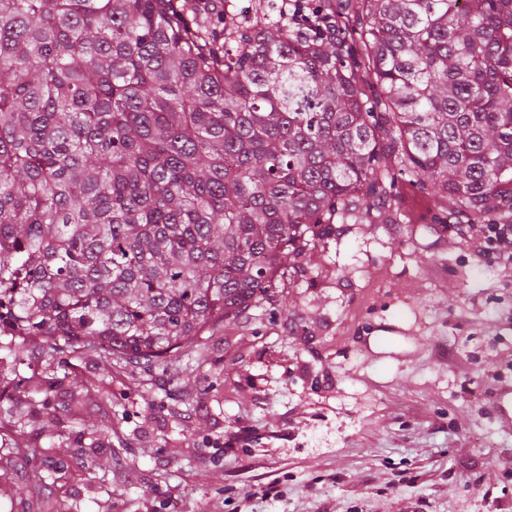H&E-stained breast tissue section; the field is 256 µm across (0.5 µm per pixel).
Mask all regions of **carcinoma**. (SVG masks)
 Wrapping results in <instances>:
<instances>
[{
	"instance_id": "carcinoma-1",
	"label": "carcinoma",
	"mask_w": 512,
	"mask_h": 512,
	"mask_svg": "<svg viewBox=\"0 0 512 512\" xmlns=\"http://www.w3.org/2000/svg\"><path fill=\"white\" fill-rule=\"evenodd\" d=\"M336 34L0 0V397L19 349L200 367L332 226L512 225V0H343Z\"/></svg>"
}]
</instances>
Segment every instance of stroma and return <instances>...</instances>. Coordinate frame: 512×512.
<instances>
[{
  "label": "stroma",
  "instance_id": "1",
  "mask_svg": "<svg viewBox=\"0 0 512 512\" xmlns=\"http://www.w3.org/2000/svg\"><path fill=\"white\" fill-rule=\"evenodd\" d=\"M348 224L263 308L225 324L210 361L148 385L95 353L56 409L0 412V512H512V429L494 414L512 380V265L432 221ZM222 454H214L216 445ZM65 462L30 508L35 485Z\"/></svg>",
  "mask_w": 512,
  "mask_h": 512
}]
</instances>
